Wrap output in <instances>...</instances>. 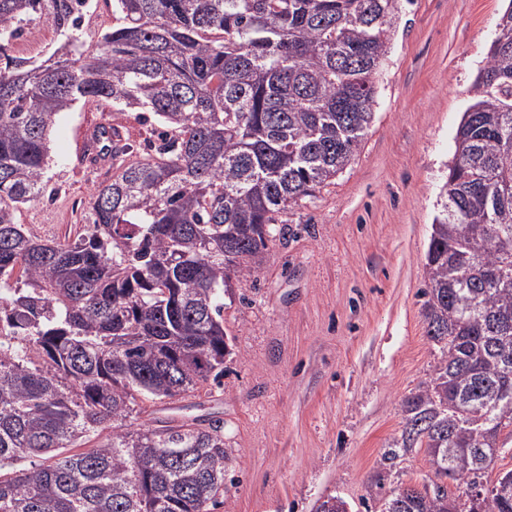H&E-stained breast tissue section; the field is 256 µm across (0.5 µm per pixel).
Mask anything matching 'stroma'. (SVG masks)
I'll return each mask as SVG.
<instances>
[{"label": "stroma", "mask_w": 512, "mask_h": 512, "mask_svg": "<svg viewBox=\"0 0 512 512\" xmlns=\"http://www.w3.org/2000/svg\"><path fill=\"white\" fill-rule=\"evenodd\" d=\"M506 0H400L374 119L352 163L282 213L259 271L224 297V373L174 400L173 416L224 426L216 512H314L331 496L380 512L404 485L431 484L425 451L383 460L402 403L441 354L422 314L426 252L454 136ZM117 125L135 150L137 112L76 102L50 135L51 196L16 215L41 238L76 234L112 173L83 138Z\"/></svg>", "instance_id": "stroma-1"}]
</instances>
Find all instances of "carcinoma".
Returning a JSON list of instances; mask_svg holds the SVG:
<instances>
[{"mask_svg":"<svg viewBox=\"0 0 512 512\" xmlns=\"http://www.w3.org/2000/svg\"><path fill=\"white\" fill-rule=\"evenodd\" d=\"M89 0H0V512H211L220 421L133 422L224 373V294L262 264L278 214L354 159L398 0H112L94 53ZM42 60L10 53L34 21ZM470 88L426 254L434 375L403 402L385 459L435 481L382 512H451L448 482L512 512V4ZM152 115L146 156L90 193L76 238L16 212L49 191V134L78 101ZM106 438H101L104 431Z\"/></svg>","mask_w":512,"mask_h":512,"instance_id":"obj_1","label":"carcinoma"}]
</instances>
